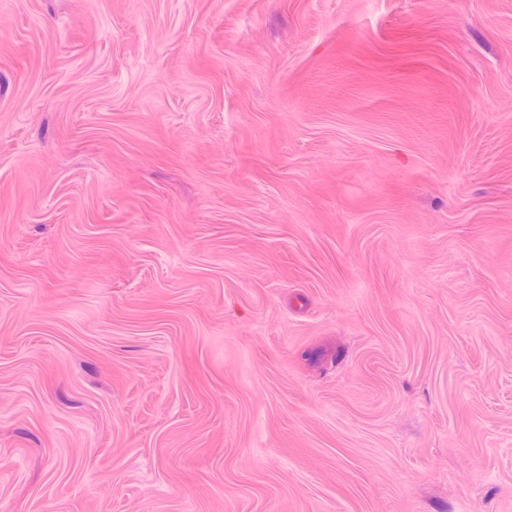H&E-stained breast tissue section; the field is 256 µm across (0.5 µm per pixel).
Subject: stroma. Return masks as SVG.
Returning a JSON list of instances; mask_svg holds the SVG:
<instances>
[{"label": "stroma", "mask_w": 512, "mask_h": 512, "mask_svg": "<svg viewBox=\"0 0 512 512\" xmlns=\"http://www.w3.org/2000/svg\"><path fill=\"white\" fill-rule=\"evenodd\" d=\"M0 512H512V0H0Z\"/></svg>", "instance_id": "1"}]
</instances>
